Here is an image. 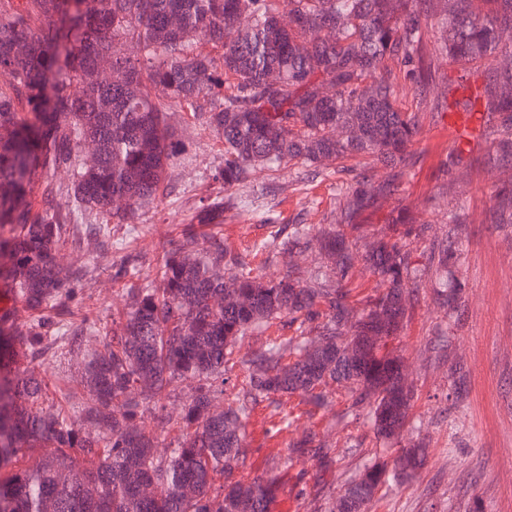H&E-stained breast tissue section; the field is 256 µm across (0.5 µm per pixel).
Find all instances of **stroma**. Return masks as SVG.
<instances>
[{
  "mask_svg": "<svg viewBox=\"0 0 512 512\" xmlns=\"http://www.w3.org/2000/svg\"><path fill=\"white\" fill-rule=\"evenodd\" d=\"M172 120L186 150L169 171V194L137 221V247L146 254L142 269L146 277L154 275L164 253L189 223L199 198L217 192L211 175L224 164L223 144L204 131L191 109L176 108ZM452 147L448 123L427 119L417 145L425 153L423 166L387 202L391 208L408 207L419 222L428 224L446 223L452 210L469 215L465 263L460 269L469 288L459 326L450 334L444 330L448 320L434 302L430 285L418 286L419 306L394 345L413 369L411 421L417 433L430 441L427 463L412 483L384 486L372 512H512V228L483 221L496 180L488 162L490 142H472L478 162L447 192L435 167ZM341 186L334 172L314 176L294 163L275 172H256L251 187L242 193L244 209L223 226L224 237L237 247L267 239L275 223H329ZM73 259L90 271L79 298L96 295L97 327L111 330L112 316L123 309L124 300L112 288L106 294L94 292L96 284L110 285L109 262L97 249L74 253ZM97 346L92 340L82 352L66 350L42 362L50 380V402H64L72 414H80L88 398L76 381ZM459 366L466 371L467 397L451 405L445 395ZM313 421L342 445L336 464L338 484L350 480L368 450L348 447L345 441L368 435L370 428L360 422L341 427L330 412L313 420L300 417L294 427L273 435L268 432V419L254 414L248 430L261 445L253 458L254 470L262 471L267 457L286 456L287 442Z\"/></svg>",
  "mask_w": 512,
  "mask_h": 512,
  "instance_id": "35a3bbf8",
  "label": "stroma"
}]
</instances>
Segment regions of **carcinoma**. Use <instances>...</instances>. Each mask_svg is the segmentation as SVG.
<instances>
[{"label":"carcinoma","instance_id":"carcinoma-1","mask_svg":"<svg viewBox=\"0 0 512 512\" xmlns=\"http://www.w3.org/2000/svg\"><path fill=\"white\" fill-rule=\"evenodd\" d=\"M201 41L221 59L197 51ZM440 57L460 72L448 88L460 97L430 103ZM431 104L476 121L491 141L489 162L511 176L485 221L512 226V0H0V280L29 316L12 337L36 361L99 332L94 306L71 308L87 275L60 259L75 230L112 255L127 298L85 365L89 402L77 418L46 405V375L0 337V372L12 375L0 389V512H276L287 490L313 512H370L389 480L412 482L427 444L397 441L415 393L389 344L414 316L420 281L449 313L464 309L456 272L468 215L449 214L432 237L403 207L379 229L368 219L423 165L415 145ZM185 105L224 144L213 175L224 196L201 200L144 282L136 229L114 239L112 225L167 194L185 151L167 108ZM292 161L317 173L330 161L350 177L336 224H281L258 245H229L218 226L241 210L234 189ZM474 164L455 147L439 170L451 188ZM59 168L71 173L73 207L48 186L33 208L32 176ZM89 214L101 223H78ZM305 253L311 265L267 278L272 258ZM360 269L378 281L365 295ZM251 337L259 347L240 354ZM184 382L181 412H164L167 390ZM296 393L311 417L341 403L343 427L370 426L376 451L339 490L338 444L312 427L285 461L252 472L249 418L261 410L290 427L298 417L283 397Z\"/></svg>","mask_w":512,"mask_h":512}]
</instances>
